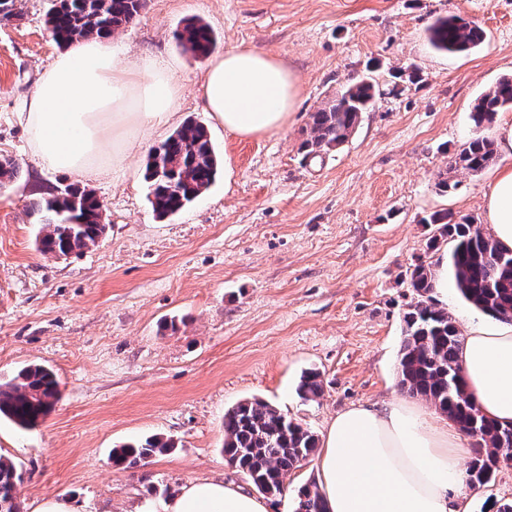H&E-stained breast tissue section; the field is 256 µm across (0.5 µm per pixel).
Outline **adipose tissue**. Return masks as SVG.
<instances>
[{"mask_svg": "<svg viewBox=\"0 0 512 512\" xmlns=\"http://www.w3.org/2000/svg\"><path fill=\"white\" fill-rule=\"evenodd\" d=\"M109 36L67 47L41 72L16 117L39 169L94 179L117 168L147 133L167 127L182 99L173 72L156 59L130 60ZM204 108L240 138L282 130L300 94L277 58L238 45L213 56L199 87ZM495 238L512 248V167L484 192ZM459 362L472 401L512 424V327L474 325ZM474 440L420 406L356 404L328 426L315 460L327 512H452L448 493L464 482ZM162 512H268L266 503L224 482L197 480Z\"/></svg>", "mask_w": 512, "mask_h": 512, "instance_id": "ef3b65f1", "label": "adipose tissue"}]
</instances>
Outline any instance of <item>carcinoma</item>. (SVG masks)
I'll list each match as a JSON object with an SVG mask.
<instances>
[{
  "label": "carcinoma",
  "mask_w": 512,
  "mask_h": 512,
  "mask_svg": "<svg viewBox=\"0 0 512 512\" xmlns=\"http://www.w3.org/2000/svg\"><path fill=\"white\" fill-rule=\"evenodd\" d=\"M146 6L147 0H56L45 23L52 39L67 47L81 39L114 34L136 21ZM176 39L184 52L196 58L207 56L216 43L212 29L200 18L186 20ZM483 39V30L461 16L439 17L429 27V42L441 52L462 53ZM376 94L375 85L361 78L311 113L310 131L300 146L305 156L315 158L344 143L362 113L373 106ZM508 107H512V78L505 77L474 104V121L490 123ZM495 156L494 143L486 136H476L462 144L455 167L478 172L491 165ZM217 175L218 160L207 128L194 119L186 121L147 158L145 179L157 216L183 210L211 187ZM19 176V164L1 155L0 189ZM28 210L39 224V250L45 255L81 253L106 230L103 206L92 191L79 186L68 185L58 193L33 198ZM424 223L436 226L430 248L452 243L448 272L461 297L483 313L512 323V250L498 245L481 225L466 217L457 220L448 211L434 212ZM433 281L429 264L415 265L408 275L412 301L404 315L399 384L409 395L429 400L461 432L477 437L478 449L466 469V483L479 489L491 482L500 461L512 460V426L486 418L469 400L458 362L461 334L448 311L433 303ZM298 393L304 400L320 397V374L304 372ZM59 400L56 376L41 364L26 366L0 381V419L23 431L37 427ZM318 446L315 434L260 398L240 402L224 415L225 459L244 473L258 492L271 498L288 495V475ZM173 448L172 439L153 435L113 449L112 463L119 469L132 468ZM21 479L17 465L0 457V512H19L15 489ZM293 512H326L318 488L299 489Z\"/></svg>",
  "instance_id": "1"
}]
</instances>
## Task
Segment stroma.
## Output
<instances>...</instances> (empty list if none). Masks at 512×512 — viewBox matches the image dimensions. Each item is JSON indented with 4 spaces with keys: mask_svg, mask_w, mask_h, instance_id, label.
I'll list each match as a JSON object with an SVG mask.
<instances>
[{
    "mask_svg": "<svg viewBox=\"0 0 512 512\" xmlns=\"http://www.w3.org/2000/svg\"><path fill=\"white\" fill-rule=\"evenodd\" d=\"M50 0H21L0 22V154L21 170L0 193V380L39 363L61 398L46 420L22 431L0 421V456L23 474V512L46 497L79 512H156L188 482L250 481L222 453L224 414L257 397L322 435L358 403L406 400L397 357L411 300L407 273L431 262L434 225L446 210L485 224L483 192L494 167L437 174L461 145L498 139L512 109L475 124L471 108L512 76V0H148L117 34L130 57L172 65L185 94L174 119L206 124L224 175L194 203L157 217L144 181L146 153L97 179L39 170L15 114L42 68L59 53L46 26ZM459 15L485 32L461 54L434 50L428 28ZM202 18L215 53L240 44L274 55L301 82L280 132L239 138L204 110L208 65L178 46L184 20ZM379 88L348 141L323 159L300 150L310 114L352 81ZM81 185L103 203L108 229L63 258L42 254L27 211L40 190ZM321 376L313 401L301 374ZM151 435L174 448L130 469L115 446ZM453 502L497 512L512 501V462L490 484Z\"/></svg>",
    "mask_w": 512,
    "mask_h": 512,
    "instance_id": "35a3bbf8",
    "label": "stroma"
}]
</instances>
